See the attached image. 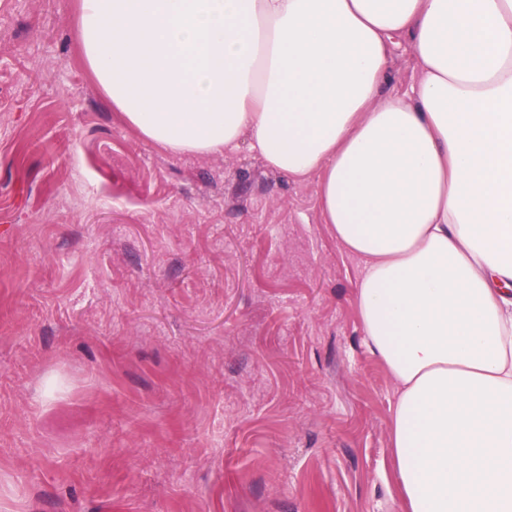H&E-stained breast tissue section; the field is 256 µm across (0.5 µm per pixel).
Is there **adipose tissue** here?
Segmentation results:
<instances>
[{"mask_svg":"<svg viewBox=\"0 0 512 512\" xmlns=\"http://www.w3.org/2000/svg\"><path fill=\"white\" fill-rule=\"evenodd\" d=\"M113 109L316 178L395 399L401 512H512V0H80ZM405 35L418 77L389 89Z\"/></svg>","mask_w":512,"mask_h":512,"instance_id":"obj_1","label":"adipose tissue"}]
</instances>
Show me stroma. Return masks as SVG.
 Segmentation results:
<instances>
[{
  "instance_id": "35a3bbf8",
  "label": "stroma",
  "mask_w": 512,
  "mask_h": 512,
  "mask_svg": "<svg viewBox=\"0 0 512 512\" xmlns=\"http://www.w3.org/2000/svg\"><path fill=\"white\" fill-rule=\"evenodd\" d=\"M77 9L0 0V512H399L316 180L145 140Z\"/></svg>"
}]
</instances>
